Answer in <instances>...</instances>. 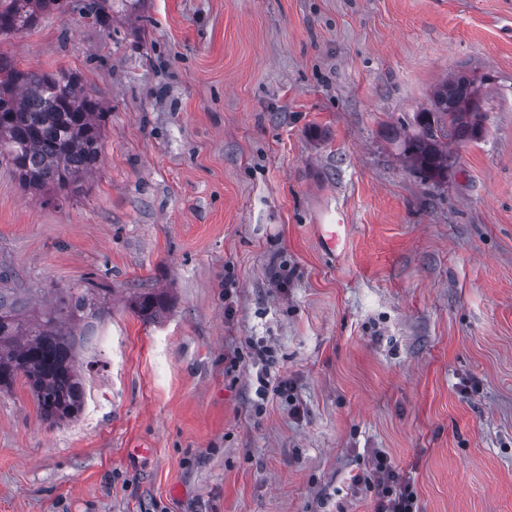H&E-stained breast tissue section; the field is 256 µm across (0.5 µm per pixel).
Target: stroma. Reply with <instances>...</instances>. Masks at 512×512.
Wrapping results in <instances>:
<instances>
[{
	"instance_id": "stroma-1",
	"label": "stroma",
	"mask_w": 512,
	"mask_h": 512,
	"mask_svg": "<svg viewBox=\"0 0 512 512\" xmlns=\"http://www.w3.org/2000/svg\"><path fill=\"white\" fill-rule=\"evenodd\" d=\"M87 2L0 40L108 110L79 192L0 158L7 287L107 298L78 420L0 393V512H374L379 452L418 512H512V0ZM455 72L484 129L425 181L396 141ZM134 311L146 321L153 320L164 307L160 297L152 291H143L134 297Z\"/></svg>"
}]
</instances>
